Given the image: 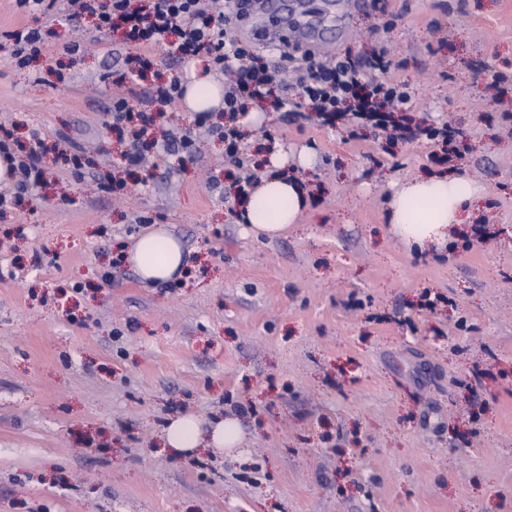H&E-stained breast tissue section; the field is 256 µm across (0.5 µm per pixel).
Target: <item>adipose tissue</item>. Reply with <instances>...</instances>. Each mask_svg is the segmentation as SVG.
Instances as JSON below:
<instances>
[{
  "label": "adipose tissue",
  "instance_id": "adipose-tissue-1",
  "mask_svg": "<svg viewBox=\"0 0 512 512\" xmlns=\"http://www.w3.org/2000/svg\"><path fill=\"white\" fill-rule=\"evenodd\" d=\"M483 189L465 176H427L407 180L388 202L391 232L410 250L425 251L445 246L457 224L463 223ZM306 206L304 191L297 184L274 178L247 196L242 214L255 235L276 237L297 223ZM140 277L165 282L180 274L186 256L180 241L164 230L142 236L130 254ZM242 428L232 416L202 429L193 415L170 419L164 429V444L174 454L190 456L198 449L230 450L239 446Z\"/></svg>",
  "mask_w": 512,
  "mask_h": 512
}]
</instances>
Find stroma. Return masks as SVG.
<instances>
[{
	"label": "stroma",
	"mask_w": 512,
	"mask_h": 512,
	"mask_svg": "<svg viewBox=\"0 0 512 512\" xmlns=\"http://www.w3.org/2000/svg\"><path fill=\"white\" fill-rule=\"evenodd\" d=\"M311 7L339 15L336 51L388 46L385 79L407 85L418 131L393 143L350 114L262 113L247 159L268 176L261 143L286 145L311 194L272 239L229 211L216 120L196 126L179 103L164 127L192 136L195 162L101 190L123 175L106 75L138 47L87 22L57 26L33 67L0 52V124L91 158L76 178L47 157L0 213V512H512V102L487 88L512 79V0ZM447 118L487 232L411 253L387 203L442 171L423 129ZM159 228L187 256L172 288L128 259ZM179 413L236 417L240 446L164 452Z\"/></svg>",
	"instance_id": "obj_1"
}]
</instances>
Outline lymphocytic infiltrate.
<instances>
[{
  "instance_id": "1",
  "label": "lymphocytic infiltrate",
  "mask_w": 512,
  "mask_h": 512,
  "mask_svg": "<svg viewBox=\"0 0 512 512\" xmlns=\"http://www.w3.org/2000/svg\"><path fill=\"white\" fill-rule=\"evenodd\" d=\"M16 4L25 14L54 15L66 25L93 18L96 30H121L126 43L145 51L165 42L175 58L205 56L208 70L226 78L224 110L231 122L219 128L218 134L226 159L236 167L246 165L240 154L241 121L250 105L266 101L277 112H289L295 106L287 92L276 91L269 62L254 55L250 45L235 35L230 0H109L105 6L98 0H16ZM47 37V32L32 28L0 32V42L11 45L10 63L22 69L38 55ZM387 67L381 51L364 63L355 62L347 53L329 59L308 53L288 60L308 106L329 122L346 112L370 120L386 110L409 111L408 89L382 80ZM109 116L112 130L131 132L129 147L120 155L121 167L142 169L150 153L177 154L184 160L195 157L190 135L176 139L157 131L154 115L134 111L124 95L114 97ZM41 149V142L26 145L12 131H0V157L9 162V174L15 179L11 194L0 193L1 210L18 202L39 179Z\"/></svg>"
}]
</instances>
